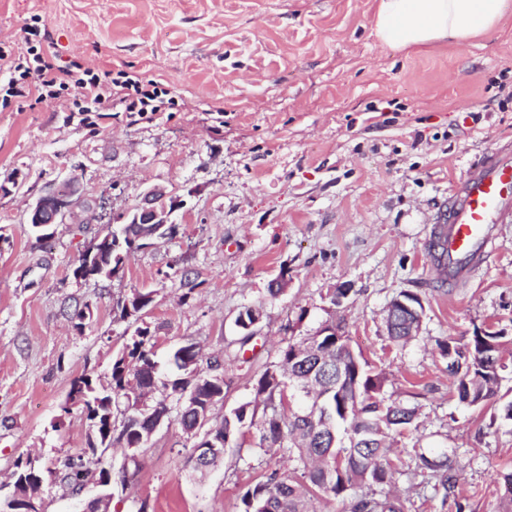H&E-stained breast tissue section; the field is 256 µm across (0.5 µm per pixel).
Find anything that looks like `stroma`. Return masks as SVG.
I'll use <instances>...</instances> for the list:
<instances>
[{
	"instance_id": "1",
	"label": "stroma",
	"mask_w": 512,
	"mask_h": 512,
	"mask_svg": "<svg viewBox=\"0 0 512 512\" xmlns=\"http://www.w3.org/2000/svg\"><path fill=\"white\" fill-rule=\"evenodd\" d=\"M377 0H0V49L37 25L60 65L125 70L168 85L178 106L136 119L122 105L70 111L21 98L0 109V497L19 455L56 470L87 443L88 423L61 407L84 374L109 381L113 354L133 331L117 304L151 292L146 320L166 364L185 340L237 358L224 407L252 386L289 338L342 322L353 351L387 388L418 407L400 445L456 449L447 499L416 479L397 485L407 512H496L512 472V365L497 400L454 396L441 343L475 328L512 336V219L495 226L481 269L437 287L428 246L439 210L466 171L512 146V12L463 44L398 49L372 26ZM77 182L84 201L37 239L35 201ZM161 186L182 206L177 233L131 254L118 276L79 280L78 255L124 223ZM199 282L182 301L176 272ZM288 284L276 297L279 274ZM350 292L340 305L330 298ZM420 297L419 337L401 346L384 326L400 292ZM92 316L77 325L75 307ZM259 308L253 338L235 320ZM177 421L137 452L139 473L113 487L111 512H239L240 498L278 457L229 448L204 482L190 478Z\"/></svg>"
}]
</instances>
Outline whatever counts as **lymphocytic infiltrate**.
<instances>
[{
    "instance_id": "obj_1",
    "label": "lymphocytic infiltrate",
    "mask_w": 512,
    "mask_h": 512,
    "mask_svg": "<svg viewBox=\"0 0 512 512\" xmlns=\"http://www.w3.org/2000/svg\"><path fill=\"white\" fill-rule=\"evenodd\" d=\"M44 43L25 39L17 53L0 51V69L9 74L0 85V107L11 105L18 98L58 100L65 92L78 90L74 106L79 112H96L107 101L124 105L126 111L144 114L172 108L169 88L153 79H145L126 71L98 73L78 66H59Z\"/></svg>"
}]
</instances>
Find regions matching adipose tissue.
<instances>
[{
  "label": "adipose tissue",
  "instance_id": "1",
  "mask_svg": "<svg viewBox=\"0 0 512 512\" xmlns=\"http://www.w3.org/2000/svg\"><path fill=\"white\" fill-rule=\"evenodd\" d=\"M512 0H379L376 37L399 48L449 40L457 43L495 29Z\"/></svg>",
  "mask_w": 512,
  "mask_h": 512
}]
</instances>
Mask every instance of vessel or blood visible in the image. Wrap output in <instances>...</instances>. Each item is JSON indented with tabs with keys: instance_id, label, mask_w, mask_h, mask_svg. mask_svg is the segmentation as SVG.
<instances>
[{
	"instance_id": "1",
	"label": "vessel or blood",
	"mask_w": 512,
	"mask_h": 512,
	"mask_svg": "<svg viewBox=\"0 0 512 512\" xmlns=\"http://www.w3.org/2000/svg\"><path fill=\"white\" fill-rule=\"evenodd\" d=\"M512 214V151L495 148L471 168L439 214L436 253L455 283L479 267L494 245L493 229Z\"/></svg>"
}]
</instances>
